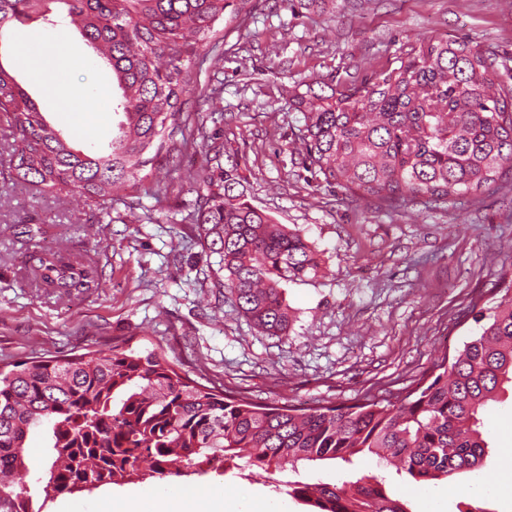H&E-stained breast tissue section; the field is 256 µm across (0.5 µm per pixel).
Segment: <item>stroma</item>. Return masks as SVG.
<instances>
[{"mask_svg": "<svg viewBox=\"0 0 512 512\" xmlns=\"http://www.w3.org/2000/svg\"><path fill=\"white\" fill-rule=\"evenodd\" d=\"M51 29L43 21L15 24L0 35V64L68 140L106 151L117 121L112 70L65 26L75 57L59 65L58 80L89 89L90 96L77 109L51 100L27 51ZM218 29L217 46L189 66L186 135L200 139L213 128V111H223L224 147L248 200L276 223L299 229L318 251L319 272L283 286L295 315L288 337L258 333L231 299L218 295L219 257L201 228L186 220L180 192L200 168L201 154L175 159L164 196H142L132 208V189L115 191L111 223L94 225L90 207L72 194L41 192L9 173L12 132L0 118V367L115 345L141 352L159 347L181 375L258 403L340 405L401 392L476 334L473 300H490L502 286L500 271L512 270V200L496 194L478 203L379 209L326 187L305 169L297 139L303 115L289 105L288 92L316 79L360 83L423 35L494 51L510 85L512 0H326L314 10L297 0H235ZM41 246L86 251L98 267V287L71 295L34 287L23 260ZM480 419L490 443L483 467L427 487L442 512H458L476 485L490 493L489 512H512V499L496 491L512 480L502 465L504 449L512 448V388L488 402ZM28 455L32 512H105L108 499L180 482L168 476L49 494L39 479L49 462L41 431H33ZM355 472L386 477L400 491L411 487L374 457L352 469L320 461L301 467L299 478L343 481ZM284 478L270 472L248 480L229 469L199 482L229 497L250 491L253 512L273 502L306 512L280 491Z\"/></svg>", "mask_w": 512, "mask_h": 512, "instance_id": "obj_1", "label": "stroma"}]
</instances>
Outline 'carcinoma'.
<instances>
[{
	"mask_svg": "<svg viewBox=\"0 0 512 512\" xmlns=\"http://www.w3.org/2000/svg\"><path fill=\"white\" fill-rule=\"evenodd\" d=\"M51 0H0V32L49 19ZM70 22L112 68L122 114L111 150L90 154L64 141L16 77L0 65V115L13 129L10 164L35 187L76 191L105 202L112 188H137L146 166L165 169L167 144L194 148L183 113L185 62L214 33L234 0H57ZM289 102L303 114L298 139L307 169L379 207L405 199L475 201L512 190V85L492 54L462 39L422 38L400 64L360 84L296 85ZM205 162L187 191L190 215L210 239L227 276L217 283L268 336L288 335L292 311L282 283L321 268L296 229L275 223L239 190L224 142L203 137ZM36 286L70 294L98 287V268L81 253L35 251ZM498 300L473 304L478 332L394 398L347 405H261L183 378L163 351L114 346L0 370V512H28L26 440L47 432L52 462L45 492L73 494L133 479L181 476L201 463L244 462L265 473L365 455L392 462L416 483L475 472L489 444L479 411L512 384V280ZM285 493L312 512H409L384 477L341 484L294 481Z\"/></svg>",
	"mask_w": 512,
	"mask_h": 512,
	"instance_id": "cac0c4a2",
	"label": "carcinoma"
}]
</instances>
